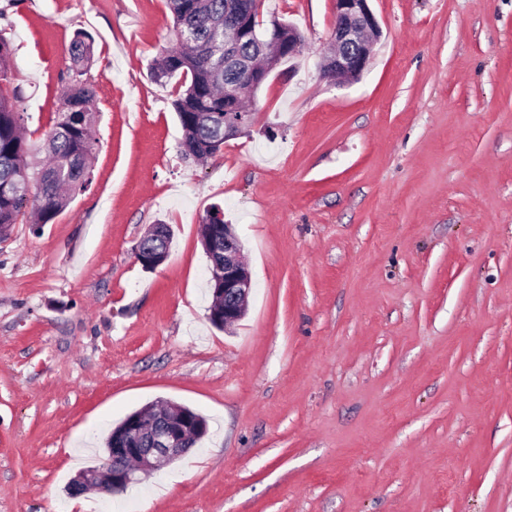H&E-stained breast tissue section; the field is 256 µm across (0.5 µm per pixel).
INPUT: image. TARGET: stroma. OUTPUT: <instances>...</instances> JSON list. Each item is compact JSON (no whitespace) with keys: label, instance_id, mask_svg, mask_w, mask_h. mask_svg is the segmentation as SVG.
I'll return each mask as SVG.
<instances>
[{"label":"stroma","instance_id":"1","mask_svg":"<svg viewBox=\"0 0 512 512\" xmlns=\"http://www.w3.org/2000/svg\"><path fill=\"white\" fill-rule=\"evenodd\" d=\"M370 7L374 59L336 85L333 0H262L302 52L199 162L182 75L150 73L166 0H0L29 140L80 31L97 109L87 187L0 240V512H512V0ZM214 204L254 283L225 330L200 243ZM153 224L174 236L148 271ZM159 399L207 436L125 494L69 495ZM159 225L161 224L151 225L146 235L140 239L136 247V258L142 267L146 270H154L156 267L161 265L169 255L168 251L164 247L155 249H147L143 247V242L146 239L153 238L161 240L162 234Z\"/></svg>","mask_w":512,"mask_h":512}]
</instances>
